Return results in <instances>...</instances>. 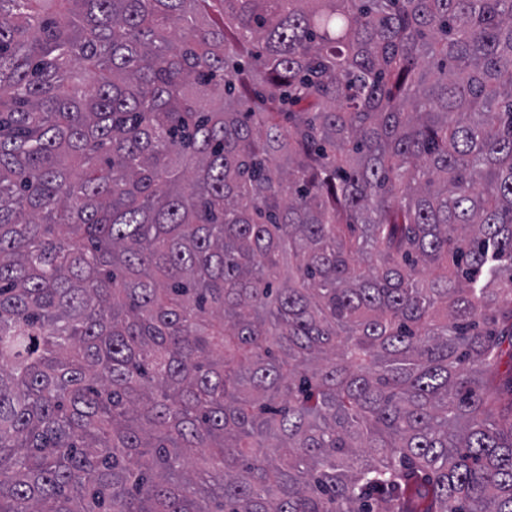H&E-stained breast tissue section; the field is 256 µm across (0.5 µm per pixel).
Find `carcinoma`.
<instances>
[{
    "mask_svg": "<svg viewBox=\"0 0 512 512\" xmlns=\"http://www.w3.org/2000/svg\"><path fill=\"white\" fill-rule=\"evenodd\" d=\"M0 512H512V0H0Z\"/></svg>",
    "mask_w": 512,
    "mask_h": 512,
    "instance_id": "cac0c4a2",
    "label": "carcinoma"
}]
</instances>
